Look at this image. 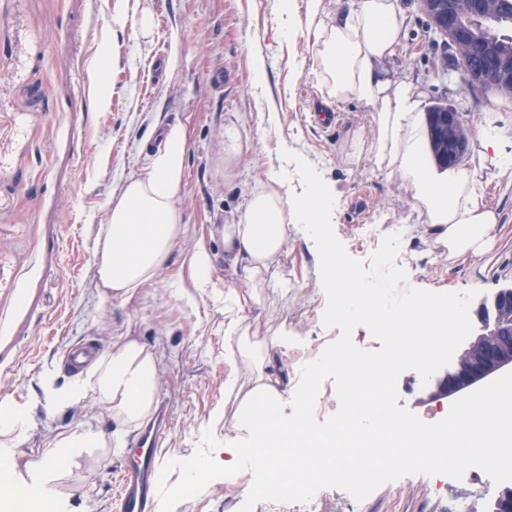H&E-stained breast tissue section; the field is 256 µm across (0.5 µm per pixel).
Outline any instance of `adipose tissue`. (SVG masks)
<instances>
[{"mask_svg":"<svg viewBox=\"0 0 512 512\" xmlns=\"http://www.w3.org/2000/svg\"><path fill=\"white\" fill-rule=\"evenodd\" d=\"M300 9L313 36L311 73L324 104L358 101L369 107L378 168L409 183L424 223L447 237L449 260L482 255L498 224L496 209L486 201L487 180L478 169H442L423 160L428 129L421 100L408 79L393 76L386 68L405 32L398 0H350L329 22L323 19V0H304L300 5L287 0L284 11L292 16ZM187 139L184 125H169L164 146L151 157L145 173L129 178L111 198L108 221L95 244L105 299L127 296L168 263L183 231L177 202L185 185ZM334 208V193L313 184L304 198L289 203L284 181L269 172L224 226V263L230 271L242 273L248 291H224V392L237 401L230 427L245 432L246 442L226 446L222 467L225 485L243 486L248 494L257 493L264 481L287 486L295 454L288 436L303 426L301 416L282 414L279 381L268 371L276 353L286 351L295 335L282 327L270 342H251L248 309L257 302L258 289L284 293L290 286L287 277L276 273L289 225H305L308 234L321 241L324 254L334 253L326 229ZM245 368L251 372L247 381L241 376ZM158 379L153 353L121 339L98 361L87 382L58 393L55 403L74 406L92 392L109 404L117 423L128 426L151 412ZM247 468L252 478L245 483L241 477Z\"/></svg>","mask_w":512,"mask_h":512,"instance_id":"1","label":"adipose tissue"}]
</instances>
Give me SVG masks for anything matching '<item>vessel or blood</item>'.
<instances>
[{"mask_svg": "<svg viewBox=\"0 0 512 512\" xmlns=\"http://www.w3.org/2000/svg\"><path fill=\"white\" fill-rule=\"evenodd\" d=\"M97 357L91 344L78 342L65 353L69 370L80 372ZM165 417L157 415L152 424L138 431L133 439L132 453L126 454L119 471V490L114 512H154L162 490V448L165 440Z\"/></svg>", "mask_w": 512, "mask_h": 512, "instance_id": "vessel-or-blood-1", "label": "vessel or blood"}]
</instances>
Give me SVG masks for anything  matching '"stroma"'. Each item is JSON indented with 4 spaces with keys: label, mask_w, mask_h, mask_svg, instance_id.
I'll use <instances>...</instances> for the list:
<instances>
[{
    "label": "stroma",
    "mask_w": 512,
    "mask_h": 512,
    "mask_svg": "<svg viewBox=\"0 0 512 512\" xmlns=\"http://www.w3.org/2000/svg\"><path fill=\"white\" fill-rule=\"evenodd\" d=\"M407 34L389 62L408 78L424 106L447 103L461 113L470 134L490 124L512 155V102L475 98L458 76L441 72V38L427 27L420 0H399ZM149 12L148 31H115L112 19ZM166 71L153 80L152 64ZM263 79L253 76L255 59ZM307 23L288 17L281 0H0V409L25 416L0 456L12 466L14 491L43 488L54 512H113L119 470L136 426L118 427L106 405L58 408L43 379L63 390L81 382L63 366L78 341L106 353L120 338L139 342L159 361L158 396L167 399L169 431L163 448L165 490L156 512H448L451 500L487 509L499 491H480L466 479L437 493V476L409 474L387 482L364 500L347 490L319 489L309 501L247 504L218 471L186 485L184 463L223 448L225 418L235 405L224 393V288L241 287L224 269V226L244 204L261 173L285 175L288 198L307 189L315 174L336 195L331 223L347 254L370 265L381 237L400 235L396 258L409 286L432 292L476 291L489 296L512 287V171L485 170L488 199L499 215L497 235L480 258H448V244L424 224L412 191L398 175L378 170L367 106L343 105L336 126H318L324 111L310 74ZM234 75L232 84L218 74ZM110 94L107 111L96 109ZM278 126L267 123L269 112ZM189 133L186 184L178 202L183 233L169 263L128 296L106 301L98 286L94 247L112 195L143 173L166 126ZM247 126L239 153L225 132ZM205 249L213 269L196 287L191 261ZM326 259L304 225L288 227L282 270L289 295L265 288L250 312V339L259 343L280 326L299 335L298 347L276 355L271 366L292 413L309 362L341 336L325 325ZM74 431L102 433L100 444L48 469L50 442Z\"/></svg>",
    "instance_id": "1"
}]
</instances>
